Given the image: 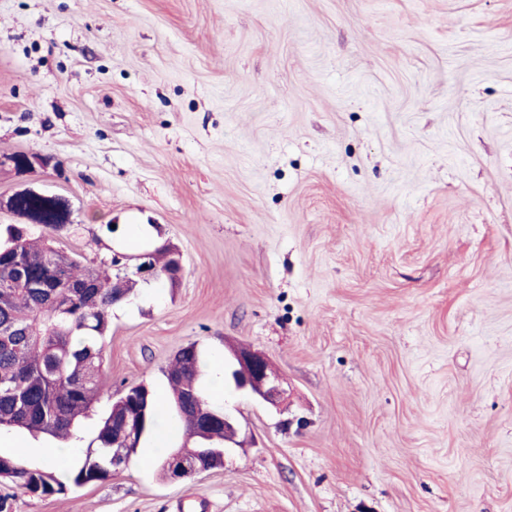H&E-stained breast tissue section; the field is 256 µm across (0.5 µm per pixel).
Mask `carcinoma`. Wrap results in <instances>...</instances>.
<instances>
[{"label": "carcinoma", "mask_w": 512, "mask_h": 512, "mask_svg": "<svg viewBox=\"0 0 512 512\" xmlns=\"http://www.w3.org/2000/svg\"><path fill=\"white\" fill-rule=\"evenodd\" d=\"M24 215L48 219L39 235L24 227L9 229L10 242L0 245V429L26 431L36 437L77 436L79 419L88 414L99 392L106 337L112 309L138 284L112 276V259L82 262L53 245L54 235L68 230L52 199L20 202ZM174 248L156 247L158 278H168ZM171 397L159 399L144 386L126 388L102 419L98 447L63 473L51 466H31L0 454V485H12L44 498L68 488L106 481L115 469L113 445L125 419L139 422L125 458L136 453L140 435L154 425L166 405L185 412V396L196 392L194 418L179 417L195 456L207 468L224 466L222 408H213L201 384V360L195 345L179 349L166 371Z\"/></svg>", "instance_id": "carcinoma-1"}]
</instances>
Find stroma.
<instances>
[{"label":"stroma","instance_id":"stroma-1","mask_svg":"<svg viewBox=\"0 0 512 512\" xmlns=\"http://www.w3.org/2000/svg\"><path fill=\"white\" fill-rule=\"evenodd\" d=\"M15 152L51 163L0 198H67L59 247L183 265L114 308L59 468L191 343L205 388L247 348L283 395L216 397L223 467L163 478L167 414L110 480L12 512H512V0H0ZM56 444L0 431L31 465Z\"/></svg>","mask_w":512,"mask_h":512}]
</instances>
